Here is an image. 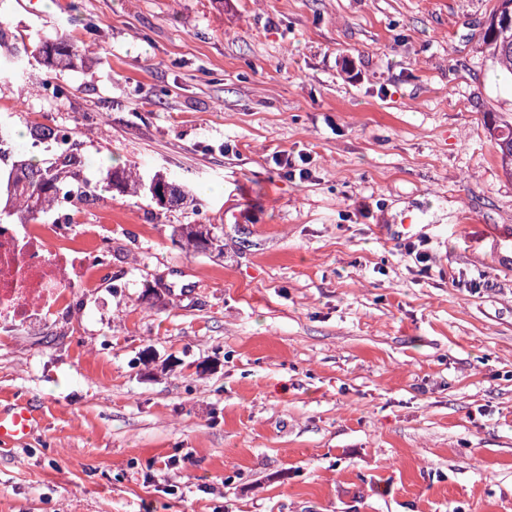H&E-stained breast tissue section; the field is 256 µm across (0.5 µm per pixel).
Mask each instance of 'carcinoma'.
I'll use <instances>...</instances> for the list:
<instances>
[{
  "mask_svg": "<svg viewBox=\"0 0 512 512\" xmlns=\"http://www.w3.org/2000/svg\"><path fill=\"white\" fill-rule=\"evenodd\" d=\"M480 49L494 66L512 73V0H497L491 20L481 36ZM39 50L50 67L70 64L81 56L80 45L72 39L46 40ZM24 68L25 55L20 49L13 47L5 54L0 53V78L18 79ZM489 134L494 140L503 173L512 179V120L501 118L490 123ZM81 166V155L72 146L68 153L57 156L48 166L26 159L12 161L10 201L13 205L19 199L24 203V208L17 214L25 219L41 214L62 184L69 187L78 205L91 198L102 199V187L80 179ZM112 179L134 193L146 188L152 199L165 206L178 207L190 201L189 192L184 187L162 177H155L146 185L139 173L122 170L112 172ZM181 230L186 247L192 252L201 251L202 243L208 240L220 242L219 227L214 224H184Z\"/></svg>",
  "mask_w": 512,
  "mask_h": 512,
  "instance_id": "cac0c4a2",
  "label": "carcinoma"
}]
</instances>
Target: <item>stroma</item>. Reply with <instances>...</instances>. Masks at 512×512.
I'll return each mask as SVG.
<instances>
[{"label": "stroma", "instance_id": "stroma-1", "mask_svg": "<svg viewBox=\"0 0 512 512\" xmlns=\"http://www.w3.org/2000/svg\"><path fill=\"white\" fill-rule=\"evenodd\" d=\"M495 4L0 0L28 53L0 120L71 128L110 187L82 221L112 227L74 323L0 341V402L40 418L0 445V512H512ZM36 28L84 63L45 66ZM120 166L195 207L132 195ZM183 224L223 250L186 254ZM182 237L185 240L186 247L189 251L199 252L202 251V243L208 240L214 242L215 248L222 247L220 236L217 231L219 228L215 224H183L181 225Z\"/></svg>", "mask_w": 512, "mask_h": 512}]
</instances>
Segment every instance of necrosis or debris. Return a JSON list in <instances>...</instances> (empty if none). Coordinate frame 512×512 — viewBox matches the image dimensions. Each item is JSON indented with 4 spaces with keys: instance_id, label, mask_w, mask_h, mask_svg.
Listing matches in <instances>:
<instances>
[{
    "instance_id": "4bbe7bcc",
    "label": "necrosis or debris",
    "mask_w": 512,
    "mask_h": 512,
    "mask_svg": "<svg viewBox=\"0 0 512 512\" xmlns=\"http://www.w3.org/2000/svg\"><path fill=\"white\" fill-rule=\"evenodd\" d=\"M80 212L57 196L44 219L26 224L0 217V338L71 316L79 289L112 265V234L78 233Z\"/></svg>"
}]
</instances>
